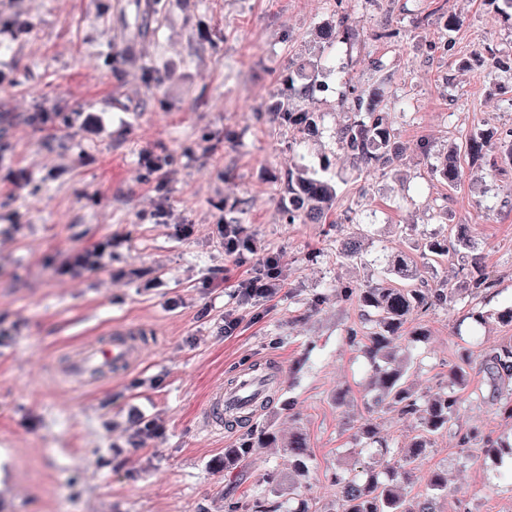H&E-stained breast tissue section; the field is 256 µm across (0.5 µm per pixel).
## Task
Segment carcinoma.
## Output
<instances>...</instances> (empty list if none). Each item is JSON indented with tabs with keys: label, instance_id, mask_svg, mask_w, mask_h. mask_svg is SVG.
Instances as JSON below:
<instances>
[{
	"label": "carcinoma",
	"instance_id": "cac0c4a2",
	"mask_svg": "<svg viewBox=\"0 0 512 512\" xmlns=\"http://www.w3.org/2000/svg\"><path fill=\"white\" fill-rule=\"evenodd\" d=\"M280 117L283 122L304 127L316 123L312 113L295 112L286 104L280 109ZM390 138L388 116L372 108L346 125L339 134V140L357 161L383 170L392 163L388 149ZM487 139L484 133L469 138L468 155L473 162L483 158ZM283 192L288 196V211L310 223H319L326 217L336 196L331 180L306 167L288 173ZM363 251L364 240L359 237L352 236L341 243L340 254L351 262L360 259ZM470 266L468 287L478 290L494 286L481 255H472ZM446 297L447 292L429 287L415 260L405 255L387 256L385 275L381 280L358 289L357 301L362 317L370 324L365 353L372 365L370 386L376 392V403L401 416L416 418L419 433L401 459L386 463L377 473L355 469L336 472L334 482L341 501L340 512H438L433 492L447 486L443 474L431 475L427 494L407 495L402 491V485L410 480L412 464L425 453L433 438L455 424L465 403L459 391L467 379L470 355H461L460 363L450 369L448 385L423 398L408 383L410 362L406 356L396 353L395 341L415 310H426ZM479 357L480 369L487 377L488 399L495 414L512 420V344L485 343ZM288 450L293 456L288 478L271 472L266 475V480L288 491L291 499L297 500L303 487L302 479L309 473V455L302 434L296 432L288 437ZM482 453L499 459L512 456V443L488 440Z\"/></svg>",
	"mask_w": 512,
	"mask_h": 512
}]
</instances>
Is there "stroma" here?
<instances>
[{
  "label": "stroma",
  "instance_id": "1",
  "mask_svg": "<svg viewBox=\"0 0 512 512\" xmlns=\"http://www.w3.org/2000/svg\"><path fill=\"white\" fill-rule=\"evenodd\" d=\"M0 0V512H224L234 497L277 504L265 483L287 473L277 446L228 459L247 434L299 432L311 455V512H334L338 468L379 469L417 433L414 417L372 407L366 326L337 285L377 280L387 253H409L452 299L413 313L400 346L424 396L445 386L473 339L512 340L495 313L512 308V9L504 0ZM348 15L350 36L335 35ZM323 84L290 95L288 72ZM391 115L400 154L360 164L337 132L358 114L350 88ZM316 113L286 125L278 102ZM494 131L478 171L449 146ZM158 169H150L149 161ZM305 164L331 178L325 224L288 223L281 188ZM236 221L239 249L224 233ZM465 229L487 253L494 288H464L467 253L429 260L425 240ZM363 234L361 265L340 257ZM101 268L70 269L99 243ZM282 286L247 299L240 282L267 253ZM491 320L473 333L470 312ZM237 320L232 334L224 323ZM358 341H350V332ZM125 332L141 360L79 384L71 352ZM281 382L246 424L205 432L210 391L251 362ZM451 430L418 460L411 490L448 476L441 512H512V460L463 447L470 430L512 440L471 368ZM381 445L366 446V425Z\"/></svg>",
  "mask_w": 512,
  "mask_h": 512
}]
</instances>
